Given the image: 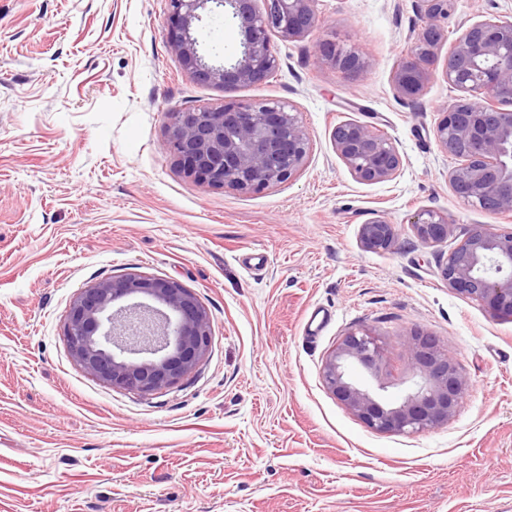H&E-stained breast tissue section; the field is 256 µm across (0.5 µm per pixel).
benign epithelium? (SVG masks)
Wrapping results in <instances>:
<instances>
[{"label":"benign epithelium","instance_id":"7a95c632","mask_svg":"<svg viewBox=\"0 0 512 512\" xmlns=\"http://www.w3.org/2000/svg\"><path fill=\"white\" fill-rule=\"evenodd\" d=\"M169 0L170 46L198 84L249 87L279 67L271 34L301 37L318 25L316 0ZM422 26L397 64L398 94L415 98L432 74L423 64L435 57L453 0H420ZM235 20L242 53L234 63L214 65L200 53L194 25L203 12ZM318 63L346 71L369 61L329 40L318 45ZM441 77L459 95L440 109L434 135L439 148L462 160L449 174L457 201L493 214L512 213V19L497 16L461 26L444 59ZM167 150L183 172L226 190L261 192L297 176L308 162L311 142L298 109L274 99L229 100L166 113ZM337 154L361 183L396 176L402 157L390 137L358 122L333 131ZM453 220L419 211L412 227L427 246L448 240ZM396 227L383 217L360 228L368 251L389 249ZM448 287L481 301L499 319H512V230L474 224L441 261ZM73 360L89 375L114 388L153 394L178 384L209 351L212 325L196 295L174 280L128 274L100 280L74 298L65 324ZM410 385L387 401L381 378L383 348L369 329L351 331L326 358V387L370 428L417 433L441 425L457 411L467 388L448 351L431 337L412 334ZM356 364L376 386L350 374Z\"/></svg>","mask_w":512,"mask_h":512}]
</instances>
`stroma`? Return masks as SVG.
<instances>
[{"instance_id": "stroma-1", "label": "stroma", "mask_w": 512, "mask_h": 512, "mask_svg": "<svg viewBox=\"0 0 512 512\" xmlns=\"http://www.w3.org/2000/svg\"><path fill=\"white\" fill-rule=\"evenodd\" d=\"M317 13L311 33L273 36L266 82L227 92L183 70L168 0H0V512H512V321L439 271L465 227L512 230V213L462 207L459 161L434 137L459 24L510 15L512 0H454L414 99L393 73L419 0H318ZM195 34L217 60L240 53L221 14ZM326 39L369 67L320 65ZM233 98L297 107L312 149L296 177L239 193L179 168L167 113ZM351 120L392 139L396 177L351 176L332 139ZM423 209L452 218L447 242L417 239ZM380 216L396 240L364 250L360 227ZM130 273L189 288L213 328L197 368L151 395L87 374L64 337L81 289ZM360 328L384 343L390 398L412 333L448 350L468 389L447 423L378 432L336 398L323 363Z\"/></svg>"}]
</instances>
